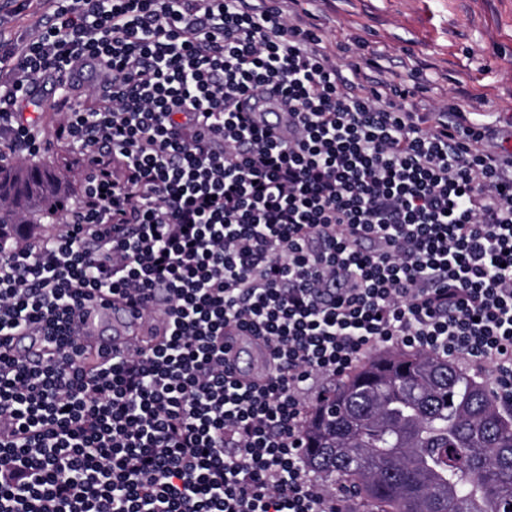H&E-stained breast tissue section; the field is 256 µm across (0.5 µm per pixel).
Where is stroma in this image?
I'll list each match as a JSON object with an SVG mask.
<instances>
[{"mask_svg": "<svg viewBox=\"0 0 512 512\" xmlns=\"http://www.w3.org/2000/svg\"><path fill=\"white\" fill-rule=\"evenodd\" d=\"M332 18L331 40L372 60L384 78L415 89L426 108L443 99L461 104L492 129V145L512 137V0H302ZM51 93L23 112L47 144L37 160L65 171L74 195L83 165L50 137L59 117Z\"/></svg>", "mask_w": 512, "mask_h": 512, "instance_id": "stroma-1", "label": "stroma"}]
</instances>
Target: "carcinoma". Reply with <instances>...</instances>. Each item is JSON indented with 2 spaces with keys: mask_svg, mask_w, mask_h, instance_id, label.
I'll list each match as a JSON object with an SVG mask.
<instances>
[{
  "mask_svg": "<svg viewBox=\"0 0 512 512\" xmlns=\"http://www.w3.org/2000/svg\"><path fill=\"white\" fill-rule=\"evenodd\" d=\"M62 176L19 160L0 169V231L45 218ZM309 468L374 512H502L512 502V408L454 364L393 352L359 365L309 416Z\"/></svg>",
  "mask_w": 512,
  "mask_h": 512,
  "instance_id": "cac0c4a2",
  "label": "carcinoma"
}]
</instances>
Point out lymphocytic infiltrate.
Instances as JSON below:
<instances>
[{
    "label": "lymphocytic infiltrate",
    "mask_w": 512,
    "mask_h": 512,
    "mask_svg": "<svg viewBox=\"0 0 512 512\" xmlns=\"http://www.w3.org/2000/svg\"><path fill=\"white\" fill-rule=\"evenodd\" d=\"M282 2L43 0L0 37V158L38 152L21 112L49 88L85 169L63 228L0 253V512H349L307 476L308 409L387 347L490 367L512 402V153ZM104 296L161 341L88 362Z\"/></svg>",
    "instance_id": "obj_1"
}]
</instances>
